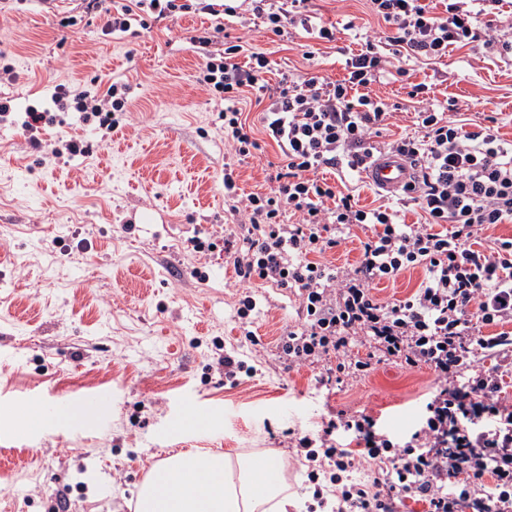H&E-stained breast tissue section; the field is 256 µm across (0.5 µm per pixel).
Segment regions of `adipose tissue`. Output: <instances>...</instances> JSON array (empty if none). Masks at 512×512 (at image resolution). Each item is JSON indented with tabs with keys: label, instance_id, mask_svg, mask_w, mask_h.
Masks as SVG:
<instances>
[{
	"label": "adipose tissue",
	"instance_id": "1",
	"mask_svg": "<svg viewBox=\"0 0 512 512\" xmlns=\"http://www.w3.org/2000/svg\"><path fill=\"white\" fill-rule=\"evenodd\" d=\"M277 458H239L201 451L159 462L137 493V512H289Z\"/></svg>",
	"mask_w": 512,
	"mask_h": 512
}]
</instances>
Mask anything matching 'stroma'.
<instances>
[{"instance_id":"35a3bbf8","label":"stroma","mask_w":512,"mask_h":512,"mask_svg":"<svg viewBox=\"0 0 512 512\" xmlns=\"http://www.w3.org/2000/svg\"><path fill=\"white\" fill-rule=\"evenodd\" d=\"M313 7L337 25L335 41L301 30L276 37L236 17L223 26L265 54L268 83L284 73L344 79L348 51L382 23L366 0ZM105 21L87 0H0V98L12 105L0 119V437L18 427V400L55 395L76 408L86 394L112 393L105 416L54 423L40 429L38 446L0 459V512H135L155 464L197 449L193 429L166 434L169 420L195 405L213 415L209 450L275 454L300 512H323L298 439L319 438L341 409L373 416L379 432L401 439L419 426L434 376L382 361L324 386L325 363L285 361L279 338L301 320L295 293L241 279L225 255L194 252L190 243L241 232L236 199L224 194L225 166L242 194L271 189L269 165L280 155L255 95L238 107L261 151L244 158L224 135L221 96L199 83L204 57L192 38L210 16L176 14L110 34ZM420 82L432 84L438 105L457 104L466 130L491 123L512 141V57L465 47L411 61L408 79L385 75L374 90L398 110L384 140L414 133L407 92ZM61 83L92 93L113 83L128 89L111 137L99 138L71 111L42 132L51 144L88 141L91 154L38 152L22 134L29 106L53 109ZM247 295L256 308L246 330L237 308ZM223 350L245 363L235 381L217 365Z\"/></svg>"}]
</instances>
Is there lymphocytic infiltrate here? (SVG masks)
<instances>
[{"mask_svg":"<svg viewBox=\"0 0 512 512\" xmlns=\"http://www.w3.org/2000/svg\"><path fill=\"white\" fill-rule=\"evenodd\" d=\"M250 2L253 17L276 36L299 26L323 41L335 39V26L308 15L309 0ZM369 2L386 28L346 58L340 81L284 75L271 87L264 54L231 43L208 55L201 82L224 97V133L236 154L248 156L257 146L237 107L253 90L264 131L282 158L275 188L243 200L246 233L241 242L225 240L224 251L240 277L298 296L301 322L284 329L280 349L299 365L327 361L322 383L346 371L367 373L376 360L424 365L435 377L425 423L407 440L393 442L376 433L372 416L344 410L326 423L320 450L299 439L308 461L333 463L332 482L369 469L365 479L344 485L333 512H399L409 500L424 512H459L465 505L472 512H512V398L503 393L512 375V239L477 246L479 231L512 223V143L491 126L465 130L460 119L430 105L416 113V134L380 142L395 107L373 91L387 72L406 76L410 59L433 60L452 45L493 46L497 23L512 20V0H446L440 14L430 0ZM145 8L162 17L190 10L237 14L225 0H112L105 31H129ZM54 101L97 120L107 134L116 126L113 112L125 105L114 84L100 97L60 84ZM380 154L400 156L411 177L398 197L377 207L360 206L318 176L324 169L366 170ZM408 206L420 210V223L404 222L400 211ZM361 224L373 225L374 234L362 242L357 265L324 261ZM416 268L424 279L406 299L385 304L373 295L375 283ZM360 340L370 346L366 359L348 360ZM338 431L352 434L355 448L335 442Z\"/></svg>","mask_w":512,"mask_h":512,"instance_id":"f902f5d3","label":"lymphocytic infiltrate"}]
</instances>
